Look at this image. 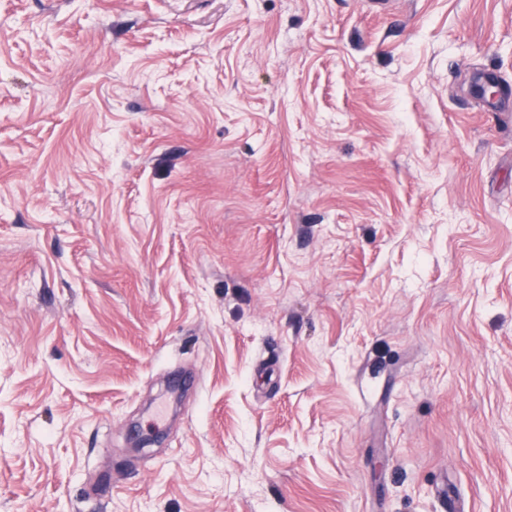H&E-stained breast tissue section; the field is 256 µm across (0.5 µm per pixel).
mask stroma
I'll use <instances>...</instances> for the list:
<instances>
[{
    "instance_id": "1",
    "label": "stroma",
    "mask_w": 512,
    "mask_h": 512,
    "mask_svg": "<svg viewBox=\"0 0 512 512\" xmlns=\"http://www.w3.org/2000/svg\"><path fill=\"white\" fill-rule=\"evenodd\" d=\"M483 78L512 0H0V512H512Z\"/></svg>"
}]
</instances>
